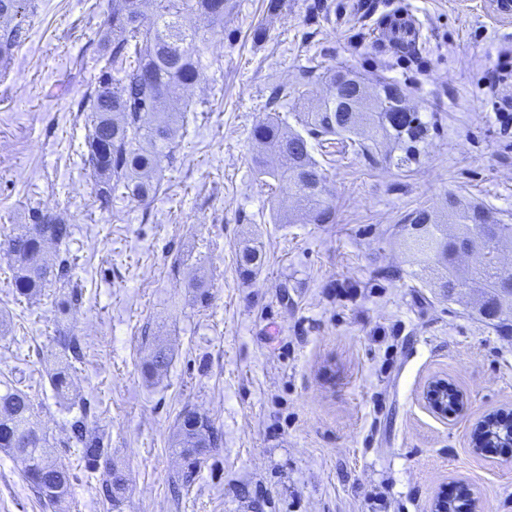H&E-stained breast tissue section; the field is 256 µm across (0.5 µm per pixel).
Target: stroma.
Returning a JSON list of instances; mask_svg holds the SVG:
<instances>
[{
  "label": "stroma",
  "mask_w": 512,
  "mask_h": 512,
  "mask_svg": "<svg viewBox=\"0 0 512 512\" xmlns=\"http://www.w3.org/2000/svg\"><path fill=\"white\" fill-rule=\"evenodd\" d=\"M224 31L200 42L202 69L174 129L176 159L148 203L102 211L83 165L88 121L78 102L99 68L112 0H32L27 38L0 64V241L31 210L73 227L68 248L84 302L61 311L57 286L12 293L0 250V381L32 386L54 457L74 476L66 512H105L104 478L65 445L80 413L60 402L50 373L58 326L86 344L74 375L95 426L129 478L124 512H430L449 484L477 493L482 512H512V452L472 450L470 421L512 408V335L481 317L472 297L449 295L404 244L405 217L449 201L475 203L512 224V14L494 0H231ZM411 9L423 37L411 51L374 37L387 12ZM344 68L367 86L405 85L429 126L416 160L399 164L378 136L371 156L339 140L312 145L325 173L331 223L299 211L258 175L252 130L268 97L302 132L301 111ZM262 265L242 276L243 244ZM205 282L208 305L195 303ZM172 353L162 376L143 363L155 341ZM468 397L470 419L441 417L421 395L433 377ZM223 434L191 487L172 492L183 466L170 443L184 410ZM0 512H51L0 452Z\"/></svg>",
  "instance_id": "stroma-1"
}]
</instances>
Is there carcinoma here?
Listing matches in <instances>:
<instances>
[{
  "label": "carcinoma",
  "instance_id": "carcinoma-1",
  "mask_svg": "<svg viewBox=\"0 0 512 512\" xmlns=\"http://www.w3.org/2000/svg\"><path fill=\"white\" fill-rule=\"evenodd\" d=\"M155 8L145 10V0H112V11L103 21L106 38L103 63L93 87L87 90L80 111L92 113L84 166L95 176V201L102 210L112 208L117 197L140 203L158 192L153 175L162 161L175 158L171 124L176 122L179 93L194 83L200 72L198 42L205 33L224 28V11L229 0H154ZM31 0H0V62L9 61L26 40L22 18ZM357 80L347 70L329 79L321 106L303 120L306 134L290 133L276 119L258 123L253 138L265 153L274 156L278 167L270 175L282 183L300 205L319 224L332 218L323 200L322 169L312 158L308 138L324 139L357 131L365 122L372 130L391 138L403 152V161L420 153L429 127L406 105L404 89L391 82H377L376 93L366 112L353 111ZM454 213V232H444L433 215L419 209L410 213L407 241L416 252L430 256L444 270L440 287L448 295L467 289L477 292L483 303L480 311L503 332L512 331V311L499 299L512 294V277L506 276L497 261L504 231L512 224L492 221L477 205L459 208L449 203ZM72 235V225L58 214L32 210L29 223L4 242L10 259L15 294L23 297L40 292L54 283L64 289L60 302L66 311L82 304L84 289L74 280V259L68 250L57 252L50 266L38 265L35 258L46 246L61 245ZM471 245L481 256L478 267L462 271L456 265V251ZM262 264V253L246 247L239 256L243 273L250 274ZM57 340L65 362L51 376L56 395L65 400L71 391L70 370L84 360L79 337L67 328L57 329ZM169 354L158 349L145 365V373L165 371ZM85 405L70 424L69 441L81 454L87 468L103 469L105 478L99 490L102 505L110 512H123L128 489L125 474L112 465V453L96 428L88 421ZM221 435L211 421L187 410L180 421L174 447L183 457L185 468L176 482L190 486L200 470L201 456L218 447ZM0 450L19 466L23 479L43 502L58 506L73 495L70 470L52 460L47 433L36 420L35 394L10 381H0Z\"/></svg>",
  "mask_w": 512,
  "mask_h": 512
}]
</instances>
